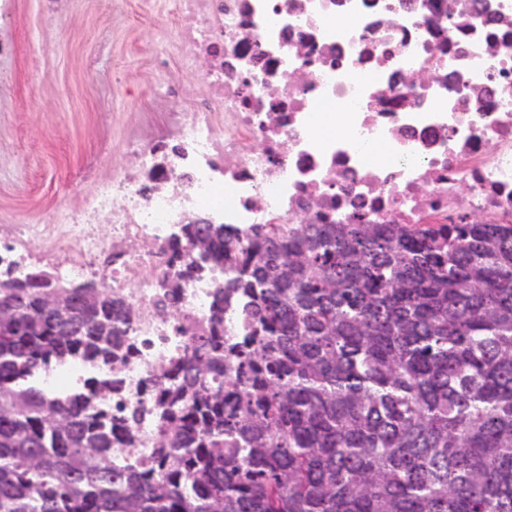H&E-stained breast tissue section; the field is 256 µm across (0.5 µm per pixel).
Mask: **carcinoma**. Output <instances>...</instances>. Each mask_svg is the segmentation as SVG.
<instances>
[{
  "mask_svg": "<svg viewBox=\"0 0 512 512\" xmlns=\"http://www.w3.org/2000/svg\"><path fill=\"white\" fill-rule=\"evenodd\" d=\"M216 268L209 327L172 365L155 468L116 462L143 409L112 374L133 312L45 273L0 288V512H512V224H183ZM56 294L65 318L52 314ZM236 310L242 335H224ZM100 370V366L71 360L56 364L47 371H40L37 379L40 385L50 393H66L84 385Z\"/></svg>",
  "mask_w": 512,
  "mask_h": 512,
  "instance_id": "cac0c4a2",
  "label": "carcinoma"
}]
</instances>
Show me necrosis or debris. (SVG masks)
<instances>
[{"mask_svg":"<svg viewBox=\"0 0 512 512\" xmlns=\"http://www.w3.org/2000/svg\"><path fill=\"white\" fill-rule=\"evenodd\" d=\"M161 25V90L129 164L59 227L0 226V264L91 277L132 305L118 378L145 416L121 454L142 465L152 380L207 330L223 277L184 280L168 303L178 225L512 224V0H175ZM174 58L203 66L201 87L170 76ZM97 371L71 360L37 379L66 393Z\"/></svg>","mask_w":512,"mask_h":512,"instance_id":"1","label":"necrosis or debris"}]
</instances>
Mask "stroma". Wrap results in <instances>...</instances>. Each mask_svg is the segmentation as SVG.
Wrapping results in <instances>:
<instances>
[{
    "instance_id": "1",
    "label": "stroma",
    "mask_w": 512,
    "mask_h": 512,
    "mask_svg": "<svg viewBox=\"0 0 512 512\" xmlns=\"http://www.w3.org/2000/svg\"><path fill=\"white\" fill-rule=\"evenodd\" d=\"M125 0L116 20L99 0H17L0 33L16 46L0 65V225L56 224L94 181L125 166L127 139L156 93L153 53L167 51L150 11Z\"/></svg>"
}]
</instances>
